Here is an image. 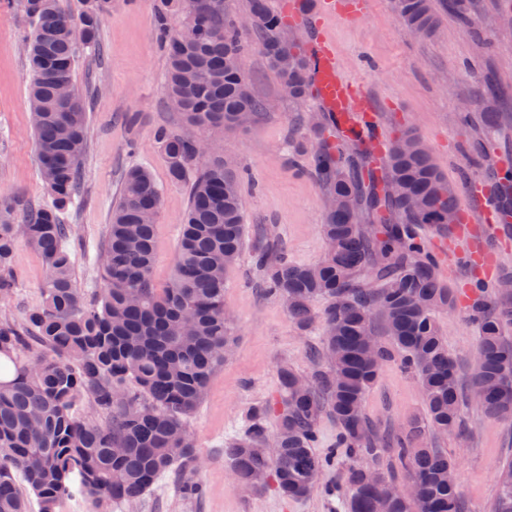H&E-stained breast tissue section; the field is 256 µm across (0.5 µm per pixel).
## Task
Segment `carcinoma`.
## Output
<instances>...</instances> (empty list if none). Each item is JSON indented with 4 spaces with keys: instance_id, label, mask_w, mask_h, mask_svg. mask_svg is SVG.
I'll return each mask as SVG.
<instances>
[{
    "instance_id": "obj_1",
    "label": "carcinoma",
    "mask_w": 512,
    "mask_h": 512,
    "mask_svg": "<svg viewBox=\"0 0 512 512\" xmlns=\"http://www.w3.org/2000/svg\"><path fill=\"white\" fill-rule=\"evenodd\" d=\"M404 25L431 37L437 27L432 0H396ZM31 22L21 37L32 74L31 127L39 174L51 201L31 207L17 223L19 204L0 198V299L15 288L10 263L23 235L41 254L47 271L42 304L22 325L0 322V356L14 364L11 380H0V512H29L18 489L22 475L40 503L55 512L76 474L97 507L135 500L168 472H183L197 461L187 419L203 401L208 382L224 364L231 319L224 306V281L245 245L243 175L218 154L202 156L185 128L204 133L236 129L240 117L255 119L263 108L242 63L236 23L224 0H156L155 18L167 63L164 93L184 115V127L160 126L155 140L166 156L169 181L190 184L185 223L179 226L171 280L155 287L156 223L160 189L151 174L135 166L124 175L112 208L105 241L98 250V294L88 303L73 277L68 248L69 206L81 190L87 115L78 93L68 112L59 111L53 84L72 83L80 46L98 45V30L111 0H84L80 20L61 11L57 0H24ZM260 50L288 98L304 99L311 89L309 58L297 44L278 39L281 17L267 0H249ZM184 24L171 30L172 15ZM311 138L297 144L314 149L313 172L329 197L348 203L326 210L321 231L336 242L314 265L285 255H256L265 288L279 296L297 328L316 319L323 328L327 369L302 374L279 369L284 410L276 432L265 423L267 409L251 410L243 432L224 449L237 482L258 491L273 474L279 491L293 499L308 496L321 470L341 452L349 461L336 494L347 512H467L454 460L423 441L414 424L382 443L365 416V399L383 364L392 359L382 345L368 348L375 323L395 344L402 366L419 380L426 421L436 431L459 430L468 398L440 334L436 315L455 310V291L437 270V261L418 241V227L448 229L458 213L454 192L429 148L407 129L389 141L385 173L376 177L367 162L331 141L324 125L308 127ZM503 205L512 200V175L495 182ZM374 212L373 237L358 224L356 209ZM328 305L316 316L314 304ZM469 320L478 330L474 365L476 403L488 415H512V294L494 301L477 296ZM38 345L47 354H22ZM88 398L110 414L107 426L81 421L76 402ZM336 419V447L316 453L322 413ZM500 493L494 512H512V460L499 469Z\"/></svg>"
}]
</instances>
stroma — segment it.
Segmentation results:
<instances>
[{
	"label": "stroma",
	"mask_w": 512,
	"mask_h": 512,
	"mask_svg": "<svg viewBox=\"0 0 512 512\" xmlns=\"http://www.w3.org/2000/svg\"><path fill=\"white\" fill-rule=\"evenodd\" d=\"M155 0H112V11L99 30V48L82 50L73 84L87 106V150L82 162L85 193L69 220L75 236L69 243L77 288L93 298L97 275L88 254L103 244L112 206L131 165L147 167L162 190L157 220L156 287L173 274L178 226L189 204L187 186L168 180L165 158L154 139L157 126L179 128L182 116L164 95L166 59L157 40ZM244 45L243 64L255 95L264 103L247 130L214 129L208 134L221 156L245 176L246 247L228 271L224 304L232 323V349L211 377L206 396L187 429L199 457L195 476L202 485L196 498L184 497L180 477L167 473L134 502L106 505V512H342L326 490L345 466L336 458L319 476L317 488L301 500L282 496L274 487L252 491L237 485L224 460V444L242 431L252 406L279 400L277 370L288 366L306 375L322 365L318 330L300 333L283 301L265 293L253 262L255 248L283 250L289 260L314 264L325 254L320 233L325 192L306 159L291 149V130L305 116L323 114L318 95L289 100L257 44L248 0H229ZM433 37L419 39L400 20L395 0H371L366 18L333 17L319 23L295 21L305 37L321 34L336 47L342 76L363 84L385 131L411 129L430 149L440 171L453 186L458 204L472 211L492 210L495 197L470 202L466 182L484 183L486 174L469 150L473 136L461 122L463 104L472 113L492 107L499 127L489 132L487 149L495 174L512 168V35L484 28L482 39L445 7H438ZM30 22L23 0H0V197L24 203L46 201L30 127L27 97L30 72L20 37ZM424 248L434 254L439 274L451 288L467 290L484 282L483 293L495 298L489 269L468 266L448 256L439 231L422 227ZM11 275L15 288L0 301V321L22 322L41 305L46 267L40 253L20 242ZM448 354L462 386H469L478 331L465 309L438 316ZM364 412L379 432H399L423 421L425 403L416 377L390 362L369 392ZM456 434L427 432L430 447L453 458L463 498L472 512H493L499 495L498 471L512 459V416L492 417L475 404L462 411Z\"/></svg>",
	"instance_id": "35a3bbf8"
}]
</instances>
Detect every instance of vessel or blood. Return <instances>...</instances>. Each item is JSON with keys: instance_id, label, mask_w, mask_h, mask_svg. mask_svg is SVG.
<instances>
[{"instance_id": "obj_1", "label": "vessel or blood", "mask_w": 512, "mask_h": 512, "mask_svg": "<svg viewBox=\"0 0 512 512\" xmlns=\"http://www.w3.org/2000/svg\"><path fill=\"white\" fill-rule=\"evenodd\" d=\"M318 13H345L363 16L368 12V0H318ZM311 72L319 98L327 111L338 113L342 133H351L355 126L353 113H361L364 130L368 136L373 159H380L385 151L386 140L375 120L374 108L363 87L344 79L336 66L335 52L327 39H319L311 48ZM472 212H465L464 221L455 225L451 239L457 246V256L467 262L494 266L495 250L485 238H470L466 225L475 223Z\"/></svg>"}]
</instances>
